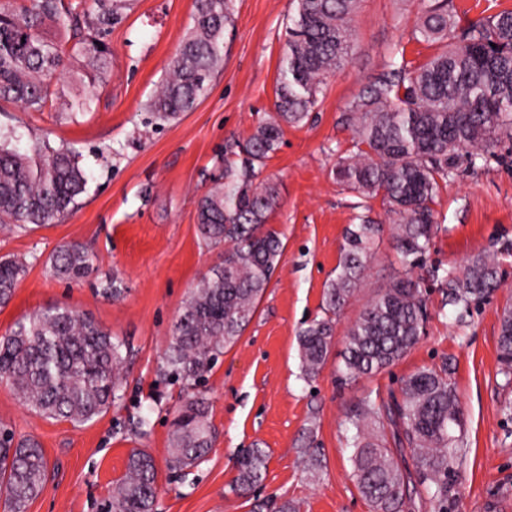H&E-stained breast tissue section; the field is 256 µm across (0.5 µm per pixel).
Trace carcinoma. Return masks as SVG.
Returning <instances> with one entry per match:
<instances>
[{"label": "carcinoma", "instance_id": "obj_1", "mask_svg": "<svg viewBox=\"0 0 512 512\" xmlns=\"http://www.w3.org/2000/svg\"><path fill=\"white\" fill-rule=\"evenodd\" d=\"M286 27L274 112L239 146V160H224V176L197 201L199 232L222 247L220 261L189 294L175 323L159 371L160 380L182 382L190 393L177 408L169 437V467L199 465L213 446L214 431L205 397L207 376L224 350L252 321L271 279L283 262L285 245L267 226L279 206L275 183L262 177L279 149L284 127L309 118L326 79L353 46L351 17L357 0H293ZM127 0H29L19 10L0 6V100L41 111L52 80L63 71L67 52L48 38L53 25L78 36L73 55L103 75L112 58L101 37L122 18ZM231 23L228 0H196L193 26L168 64L167 78L147 106L157 124L192 111L224 62V29ZM413 35L444 43L429 61L413 66L393 57L349 105L343 122L356 151L340 161L336 175L366 204L359 223L345 231L336 277L324 288L323 316L298 334L301 370L314 378L325 367L337 313L367 276L381 225L367 201L381 198L392 224L403 277L372 297L350 327L340 378L372 376L399 360L417 342L427 319L420 278L438 230L432 204L441 184L452 179L461 159L471 167L496 155L501 139H512V10L468 19L448 11V0H432ZM21 135L0 130V228L28 231L59 220L81 205L89 174L72 148L48 141L21 149ZM512 241L480 253L460 267L428 270L446 289L445 304L463 321L501 286L503 258ZM48 262L52 273L82 280L94 272V255L68 243ZM28 271L25 259L0 257V307L9 304ZM125 344L92 318L54 305L19 319L0 338V379L14 387L26 406L49 418L83 424L125 398ZM499 361L512 384V308L503 311ZM347 437L355 449L351 478L370 512H409L415 498L435 512H448L451 474L461 461L462 413L448 370L411 375L400 397L364 398L346 414ZM409 450L400 462L385 435ZM265 451L254 448L238 460L237 487L262 484ZM48 468L32 438L0 426V501L4 512H28L44 490ZM157 471L151 454L133 448L127 472L112 487L101 512H155Z\"/></svg>", "mask_w": 512, "mask_h": 512}]
</instances>
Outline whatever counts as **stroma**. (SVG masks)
I'll use <instances>...</instances> for the list:
<instances>
[{"instance_id":"35a3bbf8","label":"stroma","mask_w":512,"mask_h":512,"mask_svg":"<svg viewBox=\"0 0 512 512\" xmlns=\"http://www.w3.org/2000/svg\"><path fill=\"white\" fill-rule=\"evenodd\" d=\"M428 0H360L352 17L354 45L308 120L284 129L265 176L280 204L269 222L285 256L243 335L225 350L205 389L216 440L198 467H167L173 412L183 391L157 382L158 370L188 293L218 260L196 220L199 196L218 174L217 158L245 142L273 110L291 0H231L224 32V66L206 95L179 120L155 126L145 107L193 21L195 0H130L104 40L112 69L103 78L80 76L72 62L63 95L43 111L0 101V125L16 128L24 144L49 140L75 148L94 179L81 206L60 222L30 231L0 230V256L25 258L29 270L11 302L0 308V337L21 317L53 304L92 317L127 347L122 404L81 425L42 416L0 381V424L35 438L50 478L28 512H97L127 470L131 449H146L157 467V512H252L255 499L293 501L299 512H369L351 479L353 451L345 415L363 398L386 400L424 369H449L463 412L462 461L448 512H512V419L504 405L512 386L500 372L499 333L512 307V257L502 265V288L465 324L452 323L445 290L425 280L428 319L419 342L381 372L339 385L338 369L349 327L366 303L400 277L390 234H382L367 279L336 320L324 370L304 378L297 333L321 316L323 289L336 275L346 227L360 213L357 193L336 177V164L353 149L342 121L349 103L383 71L397 50L419 65L440 49L412 31ZM90 97L88 110L65 101ZM433 209L439 230L428 264H461L512 240V141L487 164L459 167L442 185ZM88 244L96 271L75 283L53 277L47 261L62 244ZM117 277L116 301L94 291ZM149 410L151 426L136 434L131 422ZM268 456L263 484L236 494V458L252 449Z\"/></svg>"}]
</instances>
